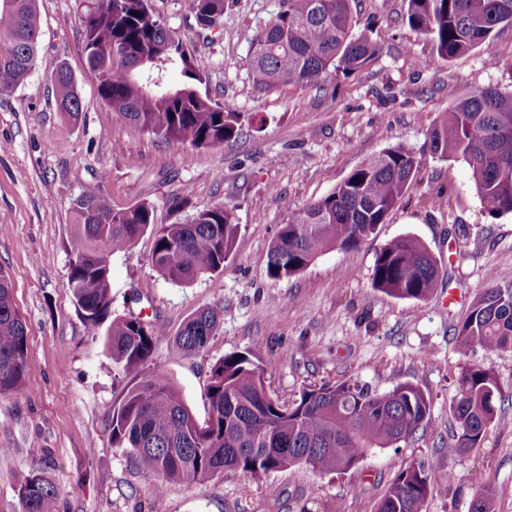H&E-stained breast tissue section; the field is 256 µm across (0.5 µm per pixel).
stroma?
Segmentation results:
<instances>
[{"mask_svg": "<svg viewBox=\"0 0 512 512\" xmlns=\"http://www.w3.org/2000/svg\"><path fill=\"white\" fill-rule=\"evenodd\" d=\"M93 0H38L42 29L35 68L0 95V268L10 276L27 327L30 371L21 395L0 397V512H22L18 487L32 466L47 468L59 489L57 512H375L394 477L422 464L431 484L423 512H470L475 495L497 493V512H512V426H490L480 447L449 456V406L463 364L494 373L512 419V350L473 347L460 354L454 328L498 269H512V215L491 216L468 167L425 150L431 130L456 101L493 86L512 92V28L494 49L471 50L425 69L430 41L412 30L408 0H356L357 32L382 44L362 70L321 87L264 89L242 61L281 0H226L224 20L195 24L190 0H151L205 78L200 87L231 112L258 114L237 138L191 147L117 122L98 93L80 35ZM66 65L82 112L71 122L56 108L51 76ZM402 144L421 165L379 231L354 250H332L299 274L268 276L265 256L293 213L327 195L365 158ZM100 185L114 208L150 203L160 224L184 223L224 202L238 234L219 280L159 279L154 236L145 232L110 259L112 303L87 324L68 286L72 203ZM188 196L175 209L173 198ZM412 235L439 266L423 301L376 290L379 249ZM221 324L206 348L186 355L175 339L200 309ZM139 317L158 334L148 371L172 378L194 415L208 417L213 365L260 348L276 358L267 393L295 401L303 389L353 379L382 393L402 382L430 399L424 431L398 448L367 453L356 467L330 474L304 468L258 479L223 471L202 483L166 485L125 449L108 424L128 379L106 347L112 319Z\"/></svg>", "mask_w": 512, "mask_h": 512, "instance_id": "35a3bbf8", "label": "stroma"}]
</instances>
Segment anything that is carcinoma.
<instances>
[{
	"mask_svg": "<svg viewBox=\"0 0 512 512\" xmlns=\"http://www.w3.org/2000/svg\"><path fill=\"white\" fill-rule=\"evenodd\" d=\"M225 0H192L197 26L211 30L224 17ZM353 0H282L257 32L243 65L257 84L316 86L336 72L351 73L375 60L382 46L354 33ZM409 26L432 42L434 58L451 61L474 48L493 49L494 36L512 27V0H408ZM37 0H0V95L30 76L40 35ZM98 93L117 121L193 147L234 139L244 116L202 94L203 78L191 55L150 0H96L82 27ZM58 111L71 120L82 112L70 72L53 77ZM426 148L467 164L476 192L493 216L512 214V92L488 87L452 105L429 134ZM420 166L404 145L365 159L326 196L294 214L266 254L270 277H291L330 249L351 250L375 234L401 200ZM68 285L85 320L97 326L112 302L108 259L129 249L147 230L155 236L157 277L184 284L224 272L238 233L234 208L218 203L186 223L155 224L154 208L141 202L115 209L96 186L73 202ZM439 277L437 261L418 238L407 235L378 251L372 287L403 300H424ZM220 323L219 313L198 311L176 336L187 354L203 350ZM156 330L137 318H119L108 329L114 364L130 379L112 407V447L123 448L167 483L194 485L223 470L259 478L306 468L334 473L355 467L368 451L398 448L424 428L430 400L416 385L399 383L377 393L355 380L302 391L290 406L267 393L264 374L273 359L258 350L233 354L211 368L209 417L201 424L171 380L146 370ZM462 352L479 345L512 349V269L491 275L454 328ZM30 359L26 326L18 313L9 274L0 268V397L26 388ZM495 375L466 365L450 412L456 431L448 455L480 445L487 428L507 424ZM431 485L411 464L391 482L376 512H423ZM22 512H56L58 488L42 467L32 468L18 489ZM497 495L478 493L474 512H496Z\"/></svg>",
	"mask_w": 512,
	"mask_h": 512,
	"instance_id": "1",
	"label": "carcinoma"
}]
</instances>
